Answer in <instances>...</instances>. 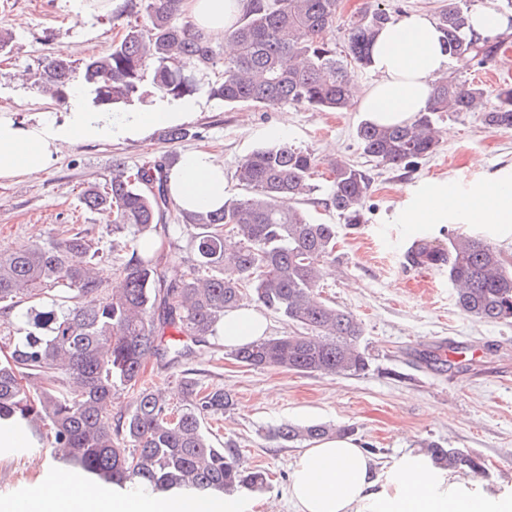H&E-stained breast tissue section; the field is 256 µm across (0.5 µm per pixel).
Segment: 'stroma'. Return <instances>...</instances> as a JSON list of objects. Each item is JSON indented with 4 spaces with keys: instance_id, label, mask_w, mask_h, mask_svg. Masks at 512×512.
Wrapping results in <instances>:
<instances>
[{
    "instance_id": "stroma-1",
    "label": "stroma",
    "mask_w": 512,
    "mask_h": 512,
    "mask_svg": "<svg viewBox=\"0 0 512 512\" xmlns=\"http://www.w3.org/2000/svg\"><path fill=\"white\" fill-rule=\"evenodd\" d=\"M448 0H342L334 35L344 46L346 30L361 11L384 7L400 15L423 11L437 15ZM121 18L104 16L93 25L66 12L60 0H0V29L12 35L9 52L0 53V114L29 123L42 112L62 106L28 78L58 53L78 60L107 52L127 23L135 22L130 0H115ZM221 68L196 74L199 114L186 121L187 136L167 140L158 130L142 140L74 144L62 148L42 174L0 182V252L48 243L82 232L102 253L108 276L103 288L119 278L133 252L126 234H113L105 215L79 201L90 184L104 182L112 166L172 164L185 150L205 147L224 164L228 195H240L238 164L254 150L271 145L270 130L288 123L290 144L310 150L320 161L339 157L370 178L364 222L350 229L325 202L332 191L325 175H316L317 191L302 201L313 220L336 225V260L326 264L319 294L351 311L363 325L360 346L368 369L356 375L298 374L274 368H250L233 360L219 338L178 363L148 360L150 383L165 389L171 405L183 402L181 380L199 373L205 383L224 388L234 400L231 410L208 418L204 426L215 446L235 445L245 466L268 472L269 484L247 493L251 512H295L286 494L298 447H281L268 439L283 423L324 424L347 428L362 444L373 446L380 471L390 470L407 451L426 441L478 455L484 468L462 474L477 492L512 497V324L487 323L465 316L457 307L447 272L420 269L407 275L404 251L420 237L447 245L449 231L479 235L512 259V231L495 224L457 222L456 218L406 224L402 212L426 190L453 181L469 195L496 180H512V130L486 128L478 114L443 115L441 128L452 129L437 152L418 166L395 169L365 156L357 128L365 117L358 107L318 112L283 105L258 109L230 106L208 95ZM170 262L183 264L191 251V229L178 209L160 226ZM443 347L447 359L464 371L428 366L419 351ZM51 442L26 455L0 453V497L29 491L56 468Z\"/></svg>"
}]
</instances>
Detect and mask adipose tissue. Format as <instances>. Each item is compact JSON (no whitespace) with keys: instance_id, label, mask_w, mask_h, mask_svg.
I'll return each instance as SVG.
<instances>
[{"instance_id":"ef3b65f1","label":"adipose tissue","mask_w":512,"mask_h":512,"mask_svg":"<svg viewBox=\"0 0 512 512\" xmlns=\"http://www.w3.org/2000/svg\"><path fill=\"white\" fill-rule=\"evenodd\" d=\"M247 0H182L185 20L209 38H223ZM375 81L357 94L360 112L378 125H400L425 111L434 84L448 69L441 34L432 18L413 13L386 26L371 49ZM196 99H157L125 112H104L89 89L74 83L61 113L45 112L22 124L0 116V181L36 176L63 147L101 140H141L154 130L183 123L198 109ZM174 204L187 211L219 208L226 186L224 165L206 149L182 152L169 171ZM465 213L473 224L512 223V182L497 181L472 198L440 183L408 208L404 223ZM265 315L252 307L227 312L218 328L225 347L264 337ZM288 494L297 512H512V498L493 499L470 484L448 479L427 456L411 452L387 473L349 435L329 436L302 449L290 475ZM246 499L227 494L159 495L143 487L114 489L87 485L73 470L60 468L20 498H0V512H249Z\"/></svg>"}]
</instances>
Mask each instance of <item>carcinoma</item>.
<instances>
[{
	"label": "carcinoma",
	"mask_w": 512,
	"mask_h": 512,
	"mask_svg": "<svg viewBox=\"0 0 512 512\" xmlns=\"http://www.w3.org/2000/svg\"><path fill=\"white\" fill-rule=\"evenodd\" d=\"M181 2L140 0L143 22L127 26L109 52L89 55L78 66L59 53L33 74L34 82L62 101L80 78L93 89L96 106L108 112L152 95L195 94L194 73L216 66L217 52L212 39L178 22ZM340 4L249 0L224 32L237 52L224 57L210 96L258 108H350L351 69L370 67L371 43L396 19L380 7L364 12L348 28L340 53L329 37ZM471 12L469 0H448L437 24L450 57L466 56L483 67L497 60L505 40L473 33ZM445 112H478L486 127L511 130L512 85L489 91L446 76L434 87L427 111L409 123H363L357 131L363 154L392 168L418 163L437 151V118ZM318 167L314 153L287 142L253 152L236 169L244 194L214 211L182 212L193 229L186 266L137 254L122 268L120 293L102 288L91 262L72 263L75 255L98 256L80 232L0 254V316L30 303L0 335V420L19 419L36 435L53 437L58 459L99 482L138 483L160 493L264 488L267 473L244 466L235 448L214 447L204 430L206 418L231 409V396L186 377V403L174 411L160 390L144 383V366L150 357L177 362L185 356L186 350L163 343L168 331L205 343L217 335L224 313L249 298L301 331L233 349L238 363L320 375L367 369L359 346L362 323L318 293L323 264L334 258L336 225L314 223L295 207L315 191ZM326 170L333 185L328 205L343 223H362L366 174L341 158L327 162ZM80 201L111 217L112 232L135 237L155 231L172 204L165 167L131 173L119 163L104 185L85 187ZM228 226L239 237L232 253L224 250ZM404 259L416 268L447 271L464 315L512 323V263L490 241L450 230L448 247L422 239ZM130 390L136 392L133 408L112 419L107 407ZM328 435L325 425L284 423L269 437L286 447ZM424 450L451 470L483 468L479 456L435 441Z\"/></svg>",
	"instance_id": "carcinoma-1"
}]
</instances>
